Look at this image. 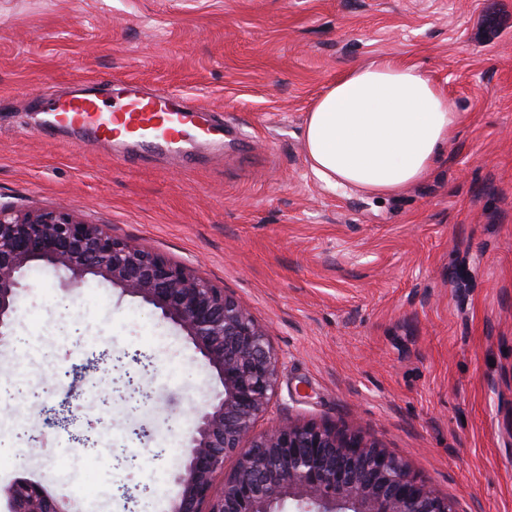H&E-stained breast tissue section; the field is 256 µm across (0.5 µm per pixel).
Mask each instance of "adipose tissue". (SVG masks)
<instances>
[{
  "label": "adipose tissue",
  "instance_id": "adipose-tissue-1",
  "mask_svg": "<svg viewBox=\"0 0 512 512\" xmlns=\"http://www.w3.org/2000/svg\"><path fill=\"white\" fill-rule=\"evenodd\" d=\"M461 121L430 75L381 57L315 100L303 132L308 165L330 187L389 196L428 174Z\"/></svg>",
  "mask_w": 512,
  "mask_h": 512
}]
</instances>
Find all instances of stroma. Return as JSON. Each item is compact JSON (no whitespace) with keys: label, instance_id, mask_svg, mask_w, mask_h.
Masks as SVG:
<instances>
[{"label":"stroma","instance_id":"35a3bbf8","mask_svg":"<svg viewBox=\"0 0 512 512\" xmlns=\"http://www.w3.org/2000/svg\"><path fill=\"white\" fill-rule=\"evenodd\" d=\"M380 56L464 115L427 177L384 199L328 188L303 145L314 99ZM115 77L214 109L223 155L130 166L35 134L39 103ZM33 206L108 225L249 311L283 363L255 433L354 429L460 512H512V0H0V207ZM25 281L13 329L40 351L0 348L32 393L0 405V486L168 512L212 371L138 298L65 289L43 265ZM106 349L112 378L143 376L152 400L86 384L49 430L61 371Z\"/></svg>","mask_w":512,"mask_h":512}]
</instances>
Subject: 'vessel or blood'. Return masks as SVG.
I'll use <instances>...</instances> for the list:
<instances>
[{"mask_svg":"<svg viewBox=\"0 0 512 512\" xmlns=\"http://www.w3.org/2000/svg\"><path fill=\"white\" fill-rule=\"evenodd\" d=\"M68 130L76 140L116 147L121 158L167 154L184 162L206 157L224 142V124L213 109L190 103L165 88H149L132 78L108 90L82 82L45 110L38 135Z\"/></svg>","mask_w":512,"mask_h":512,"instance_id":"b4317fda","label":"vessel or blood"}]
</instances>
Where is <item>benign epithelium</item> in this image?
I'll return each mask as SVG.
<instances>
[{
    "label": "benign epithelium",
    "mask_w": 512,
    "mask_h": 512,
    "mask_svg": "<svg viewBox=\"0 0 512 512\" xmlns=\"http://www.w3.org/2000/svg\"><path fill=\"white\" fill-rule=\"evenodd\" d=\"M42 263L68 275L64 288L93 279L141 299L194 345L218 382L183 434L171 512H459L400 457L362 433L281 421L255 423L275 393L281 367L266 331L224 289L128 240L106 224L60 209L0 208V345L9 346L22 274ZM237 458L224 474V459ZM223 474L221 493L214 481ZM9 512H71L68 499L19 480L4 490Z\"/></svg>",
    "instance_id": "obj_1"
}]
</instances>
